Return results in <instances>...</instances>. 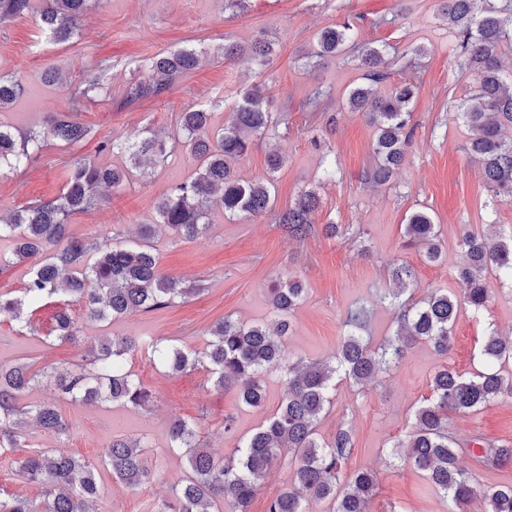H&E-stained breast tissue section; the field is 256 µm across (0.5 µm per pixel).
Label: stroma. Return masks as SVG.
Listing matches in <instances>:
<instances>
[{
  "mask_svg": "<svg viewBox=\"0 0 512 512\" xmlns=\"http://www.w3.org/2000/svg\"><path fill=\"white\" fill-rule=\"evenodd\" d=\"M351 20L356 43L382 50L388 78L378 84L384 96L394 86L411 82L418 90L411 103L413 146L403 165L383 185L373 184L376 128L368 116L347 104L350 90L364 74L354 50L308 64L307 46L320 29ZM258 39L275 43L270 65L259 68L250 58L224 61L217 49L224 43L247 45ZM424 47L425 55L407 64L405 51ZM179 47L205 49L200 65L161 97L129 104L126 88L141 75L147 59ZM460 40L443 15L440 0H246L240 12L226 9L224 0H100L84 18L76 36L65 43L48 41L35 17L0 24V75L21 78L26 92L0 121L18 131L41 125L49 116L75 118L88 127L80 142L51 145L29 165L0 172V217L34 199L56 197L68 169L77 159L121 164L120 156L103 151L108 139L121 140L149 129L164 137L174 132L179 115L193 106L220 101L212 122H229L243 88L259 84L269 109L279 118L275 133L256 139L252 152L238 161L236 172L246 181L267 176L266 156L279 151L285 166L275 175L276 209L284 211L302 194L315 192L319 205L314 230L304 239L288 235L273 215H215L210 232L185 241L166 226L154 224L155 206L172 186L193 170L188 148L177 147L165 166L149 179L132 177L104 191L93 209L72 215L69 230L78 238L117 237L134 244L140 225L153 224L151 245L161 272L182 283H203L204 291L170 307L138 312L110 323L87 320L82 307L58 295L25 308L20 319L0 315V364L28 363L32 370L81 364L91 343L103 336H136L144 346L127 355L125 367L156 390L155 404L146 410L112 403L86 405L58 397L49 386L29 395L30 403L57 402L69 422L67 436L34 434L32 442L99 461L113 437L140 438L144 454L157 471L149 485L128 488L101 471L99 512H156L158 503L187 476L184 459L168 447V426L183 419L199 423L200 439L215 458H231L240 438L250 435L278 409L283 375L264 373L266 401L258 408L239 403L233 390H219L207 371L174 375L151 363L149 343L161 340L204 352L208 330L224 318L266 325L273 316L267 290L274 278L289 272L306 284L307 295L292 318L284 338L291 357L309 361L330 359L343 334L348 308L366 305L372 311L368 334L379 347L395 331L392 310L380 300L389 287L388 265L393 259L409 264L415 282L413 299L428 290L457 291L455 270L463 253V232L493 237L512 236V200L491 196L478 165L465 149L470 131L456 106L475 82L462 69ZM62 75L44 83L52 67ZM101 76L105 92L92 99L76 98L83 80ZM322 93L326 110L315 123L304 118L315 93ZM334 177H326L327 163ZM428 207L442 243L438 261H427L422 249L402 248L405 218ZM340 227L330 238L324 225ZM490 299L480 314L461 310L448 356L428 344L409 349L397 367L365 387L341 381L318 434L334 435L349 427L355 450L348 470L368 469L377 476L369 512H448V501L407 462L392 456V445L411 426V414L429 398V382L441 367L469 375L480 369L481 341L492 329L512 337V288L488 275ZM83 322L79 342L53 339L54 316L61 308ZM233 416L234 434L224 431ZM450 427L461 441L481 437L495 447H512V399H498L486 408L452 416Z\"/></svg>",
  "mask_w": 512,
  "mask_h": 512,
  "instance_id": "obj_1",
  "label": "stroma"
}]
</instances>
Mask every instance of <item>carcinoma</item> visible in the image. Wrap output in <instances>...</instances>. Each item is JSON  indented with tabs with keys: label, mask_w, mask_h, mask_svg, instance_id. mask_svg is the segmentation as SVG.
Segmentation results:
<instances>
[{
	"label": "carcinoma",
	"mask_w": 512,
	"mask_h": 512,
	"mask_svg": "<svg viewBox=\"0 0 512 512\" xmlns=\"http://www.w3.org/2000/svg\"><path fill=\"white\" fill-rule=\"evenodd\" d=\"M98 2L44 0L37 9L32 0H0V23L35 12L47 38L64 42L76 34L81 17ZM443 13L456 24L463 67L477 77L458 106L472 132L466 150L480 165L488 192L512 198V135H504L505 130H512V76L505 75L499 63L505 43L512 42V0H504L501 6L491 0H443ZM352 30L348 22L322 29L305 58L321 60L340 54L353 38ZM272 52L267 40L247 47L226 43L223 48L226 61L246 53L262 65L270 61ZM200 54L195 48L183 47L154 56L145 76L128 85L127 100L161 96L180 76L197 68ZM360 62L366 83L350 90L348 103L351 109L367 113L376 126L377 164L371 179L384 184L402 165L412 143L409 104L416 86L402 83L380 97L373 90V85L387 78L380 51L361 47ZM24 91L20 80L0 75V112L13 107ZM239 97L229 125H212V112L220 107L217 102L195 106L179 117L172 141L188 147L194 169L189 178L160 198L154 224L166 225L184 240L204 236L215 213L231 218L273 212L274 180L243 181L236 176L235 164L247 155L254 138L275 132L278 119L264 106L259 86L241 90ZM87 135L85 125L68 118L32 127L21 135L0 123V171L28 165L52 140L71 143ZM101 148L120 153L126 165L78 161L58 196L35 199L8 219L0 218V239L11 243L10 256L0 254V263L29 266L23 297L0 294L1 315L18 317L24 306L62 294L82 304L88 317L112 322L134 312L168 307L202 290L199 284L185 287L163 275L158 257L147 244L128 246L70 234L68 218L92 209L100 189L117 188L135 172L142 179L151 177L146 163L163 166L174 146L139 132L121 144L105 141ZM317 203L314 192L305 193L295 206L278 215V223L286 225L295 238L307 237L313 231L312 213ZM404 237L406 247L425 246L428 260L441 256L438 228L427 211H415L407 218ZM459 246L465 256L455 274L461 288L459 297L446 288H436L418 301H400L412 272L402 262L392 263L394 287L383 293L382 300L394 309L397 330L377 349L363 335L369 314L360 306L347 312L346 332L334 360L306 362L287 356L282 339L290 330V316L306 294L302 282L291 276L278 277L268 291L276 315L272 329L226 318L210 327V342L202 354L154 342L152 360L168 371L182 373L201 366L216 388L233 389L238 400L250 407L265 402L261 376L266 369L280 365L286 376V392L276 413L247 437L227 462L214 459L201 446L195 425L181 419L170 423L171 448L186 459L189 475L172 490L175 505L164 504L157 512L170 508L174 512H219L217 505L227 493L232 495V512H250L262 481L285 454L295 463L294 482L268 500L265 512H311V506L318 503L328 504L329 512H368L375 477L366 470L344 473L354 451L351 430L338 427L331 438L323 439L318 437V425L331 406L336 382L360 385L373 380L387 373L408 347L419 342L429 343L441 355L448 354L460 307L464 305L475 314L486 307L489 288L485 273L492 270L512 282V237L493 241L467 232ZM55 322L56 340H78L80 327L68 310L58 311ZM139 346L137 336H106L89 346L86 364L76 368L46 366L33 372L24 363L0 365V458L24 446L30 434L22 427L29 415L44 433H67L68 424L54 403L21 404V397L43 382H54L59 394L74 402L110 401L141 407L153 401L152 390L134 379L122 362L123 355ZM480 355L484 369L469 377L447 366L435 372L431 396L413 411L410 431L395 447L408 449L409 464L448 499L449 512H468L476 499L485 504V512H512V484L481 487L458 465L459 455L465 452H480L493 465L511 464L512 448H466L450 432L451 415L475 412L496 399L512 398V370H504L512 363V339L491 330L483 338ZM143 448L138 439H114L104 451L102 466L129 487L149 484L156 471L146 461ZM12 464L23 480L42 487L43 500L35 505L16 495L0 498V512H97L94 503L100 495V475L94 463L36 448L13 459Z\"/></svg>",
	"instance_id": "1"
}]
</instances>
